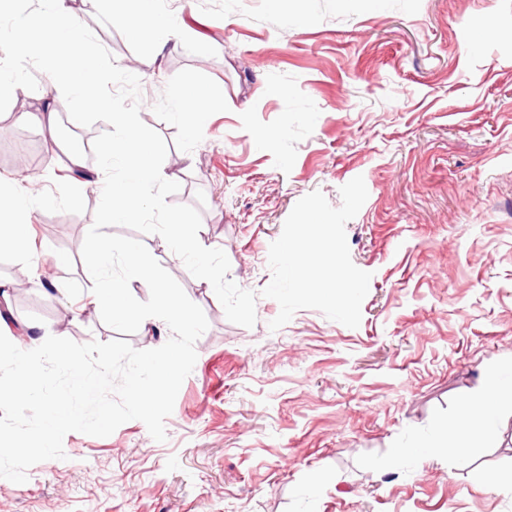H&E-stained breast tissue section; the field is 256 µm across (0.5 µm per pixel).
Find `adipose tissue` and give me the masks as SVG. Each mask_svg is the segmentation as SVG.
Returning <instances> with one entry per match:
<instances>
[{
	"label": "adipose tissue",
	"mask_w": 512,
	"mask_h": 512,
	"mask_svg": "<svg viewBox=\"0 0 512 512\" xmlns=\"http://www.w3.org/2000/svg\"><path fill=\"white\" fill-rule=\"evenodd\" d=\"M154 0H128L127 7L112 16L113 24L136 35L151 34L158 48H166L177 38L173 25L167 24L154 32H147L142 24L153 9ZM102 156L105 160L128 157V169L124 178L105 182L104 169L90 171V184L104 185L108 202L106 218L111 222L130 223L137 221L142 211V198L152 185L169 180V173L154 160L153 146L144 141L141 134L129 132L127 138L104 137ZM30 215V199L14 178L0 177V248L25 250L24 237ZM480 406L464 404L455 423H439L436 437L451 436L447 448L449 455L464 453L470 448L472 438L479 429Z\"/></svg>",
	"instance_id": "ef3b65f1"
}]
</instances>
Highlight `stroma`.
Masks as SVG:
<instances>
[{
	"instance_id": "stroma-1",
	"label": "stroma",
	"mask_w": 512,
	"mask_h": 512,
	"mask_svg": "<svg viewBox=\"0 0 512 512\" xmlns=\"http://www.w3.org/2000/svg\"><path fill=\"white\" fill-rule=\"evenodd\" d=\"M119 67L136 63L140 117L196 207L207 248L256 292L257 322L227 320L209 282L156 234L141 240L204 311L197 360L154 440L131 420L66 434L65 459L0 478V512H512V408L486 409L466 454L433 445L437 422L512 384V0H157L180 31L156 55L111 26L123 0H69ZM15 89L0 118V176L37 159L28 250L0 253L14 323L33 338L116 339L81 256L101 190L46 146ZM208 91L205 125L176 110ZM363 176L346 225L371 272L350 328L301 309L279 330L270 244L299 199Z\"/></svg>"
}]
</instances>
